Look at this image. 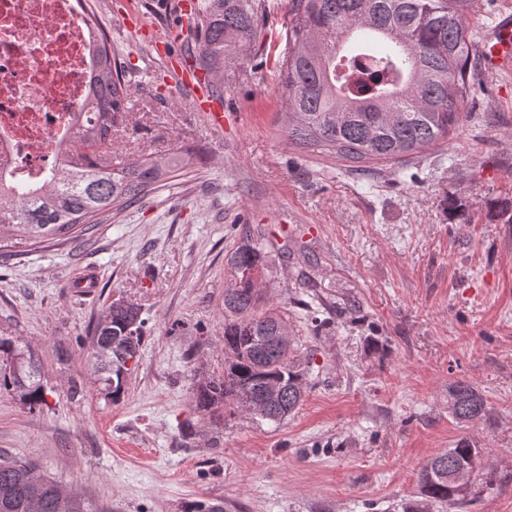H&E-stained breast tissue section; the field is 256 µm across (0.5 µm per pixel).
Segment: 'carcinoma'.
<instances>
[{
  "label": "carcinoma",
  "instance_id": "1",
  "mask_svg": "<svg viewBox=\"0 0 512 512\" xmlns=\"http://www.w3.org/2000/svg\"><path fill=\"white\" fill-rule=\"evenodd\" d=\"M467 0H298L289 22L288 56L279 66L288 93V139L318 144L346 163L398 162L453 137L462 127L464 103L475 90L468 63L479 51L481 32L467 23ZM265 0H205L199 4L195 39L209 75L224 68V54L248 51L260 33ZM95 64L88 93L75 115L65 169L46 176L47 187L0 183V249L74 241L96 217L121 211L193 160L181 150L142 156L114 166L112 130L123 121L128 84L112 42L94 27ZM368 61L371 84L357 90L348 71ZM230 286L224 289V373L196 386V409L214 414L235 410L257 396L267 378L284 380L283 401L293 412L303 398L300 370L291 349L272 348L264 336L288 324L281 306L263 296L262 247L246 241L227 256ZM135 324V341L112 353L100 371V390L120 400L126 357H139L144 321L140 314L107 309L91 329V343ZM33 351L19 336H0V393L33 408L46 402L40 367L17 376L11 359ZM448 413L458 422L487 413L470 384L448 388ZM477 463V451L462 439L429 460L418 474L421 504L450 508L464 502L450 495L448 473ZM0 512H96L78 493L64 492L31 460L0 454ZM184 512H224V500H197Z\"/></svg>",
  "mask_w": 512,
  "mask_h": 512
}]
</instances>
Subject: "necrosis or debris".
<instances>
[{
  "label": "necrosis or debris",
  "mask_w": 512,
  "mask_h": 512,
  "mask_svg": "<svg viewBox=\"0 0 512 512\" xmlns=\"http://www.w3.org/2000/svg\"><path fill=\"white\" fill-rule=\"evenodd\" d=\"M91 42L78 0H0V178L31 184L63 165Z\"/></svg>",
  "instance_id": "necrosis-or-debris-1"
}]
</instances>
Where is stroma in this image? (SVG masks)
<instances>
[{"instance_id":"obj_1","label":"stroma","mask_w":512,"mask_h":512,"mask_svg":"<svg viewBox=\"0 0 512 512\" xmlns=\"http://www.w3.org/2000/svg\"><path fill=\"white\" fill-rule=\"evenodd\" d=\"M267 2L254 48L225 54L215 78L229 116L218 134L147 41L179 26L173 0H90L131 89L113 162L195 157L77 241L0 258V332L38 349L46 390L34 408L0 393V453L105 512L211 498L227 512H402L421 466L465 438L481 465L464 512H512V72L477 67L454 138L352 172L289 141L278 69L296 0ZM247 237L290 316L305 393L281 422L216 424L193 392L224 370L227 255ZM88 271L96 288L76 291ZM120 296L145 324L114 403L89 332ZM458 380L485 417L449 416Z\"/></svg>"}]
</instances>
